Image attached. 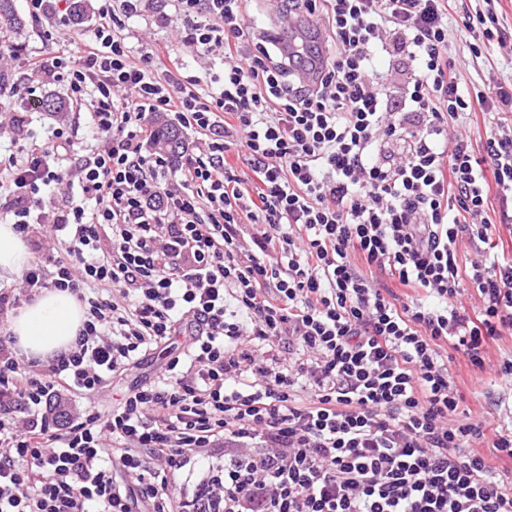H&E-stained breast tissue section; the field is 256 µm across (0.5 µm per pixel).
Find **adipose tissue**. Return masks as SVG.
Here are the masks:
<instances>
[{"label": "adipose tissue", "instance_id": "ef3b65f1", "mask_svg": "<svg viewBox=\"0 0 512 512\" xmlns=\"http://www.w3.org/2000/svg\"><path fill=\"white\" fill-rule=\"evenodd\" d=\"M32 255L13 225L0 224V279L24 272ZM84 320L75 297L66 291L46 290L13 317L10 332L28 356L49 361L68 352Z\"/></svg>", "mask_w": 512, "mask_h": 512}]
</instances>
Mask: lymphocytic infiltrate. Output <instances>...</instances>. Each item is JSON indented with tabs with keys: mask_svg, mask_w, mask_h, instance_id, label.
<instances>
[{
	"mask_svg": "<svg viewBox=\"0 0 512 512\" xmlns=\"http://www.w3.org/2000/svg\"><path fill=\"white\" fill-rule=\"evenodd\" d=\"M148 2L98 0L76 37L73 0H28L55 49L26 70L65 83L98 148L73 156L60 127L0 159V209L35 254L0 314L48 288L87 308L46 363L0 336V512H512L496 466L512 354L488 359L512 335V256L493 241L512 224V84L476 89L452 62L457 0H277L324 36L295 50L251 23L252 0H172L176 54L128 45ZM216 51L223 75L188 73L185 55ZM401 56L414 73L394 95ZM161 113L197 135L174 159L151 146ZM477 115L479 149L455 128ZM174 343L118 404L69 405ZM457 353L498 388L494 437ZM455 363L452 364V372L459 381L461 391L465 396V404L473 410L480 412V419L484 423V432L487 437H493L496 429H500V419L496 414L489 415L486 413L487 403V392L493 391L494 387L488 384L490 380V374L485 373V382H478L474 378V374L470 367L466 365V361L463 357L458 354H454Z\"/></svg>",
	"mask_w": 512,
	"mask_h": 512,
	"instance_id": "f902f5d3",
	"label": "lymphocytic infiltrate"
}]
</instances>
